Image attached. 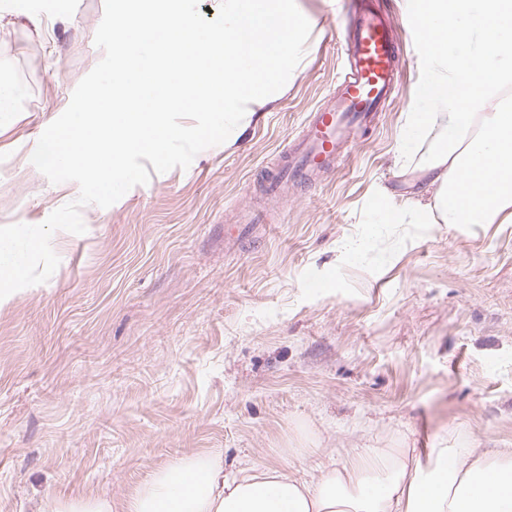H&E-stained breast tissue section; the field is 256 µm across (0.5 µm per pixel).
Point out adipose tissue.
Returning <instances> with one entry per match:
<instances>
[{
  "instance_id": "ef3b65f1",
  "label": "adipose tissue",
  "mask_w": 512,
  "mask_h": 512,
  "mask_svg": "<svg viewBox=\"0 0 512 512\" xmlns=\"http://www.w3.org/2000/svg\"><path fill=\"white\" fill-rule=\"evenodd\" d=\"M423 42L416 65L427 108L408 116L396 157L407 173L417 153L419 190L389 203L387 224H511L512 0H409ZM485 32L481 56L449 52L464 24ZM498 67H488V59ZM121 512H512V448L468 439L434 448H356L341 464L297 479L269 467L224 471L220 453L156 468Z\"/></svg>"
}]
</instances>
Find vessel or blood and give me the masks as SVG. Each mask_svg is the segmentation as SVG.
Returning a JSON list of instances; mask_svg holds the SVG:
<instances>
[{"instance_id":"vessel-or-blood-1","label":"vessel or blood","mask_w":512,"mask_h":512,"mask_svg":"<svg viewBox=\"0 0 512 512\" xmlns=\"http://www.w3.org/2000/svg\"><path fill=\"white\" fill-rule=\"evenodd\" d=\"M403 26L400 17L358 0L345 30L343 78L308 112L299 138L281 153L267 185L270 195H279L291 179L316 181L349 156L357 129L374 122L402 85L403 42L398 32Z\"/></svg>"}]
</instances>
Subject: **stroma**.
<instances>
[{
  "instance_id": "stroma-1",
  "label": "stroma",
  "mask_w": 512,
  "mask_h": 512,
  "mask_svg": "<svg viewBox=\"0 0 512 512\" xmlns=\"http://www.w3.org/2000/svg\"><path fill=\"white\" fill-rule=\"evenodd\" d=\"M296 3L311 33L275 103L233 145L84 206V234L52 236L49 281L0 306V512H35L47 493L117 510L155 468L212 451L236 474L443 434L512 448V224H397L380 233L386 257L341 249L374 231L383 189L412 192L395 154L421 107L414 52L346 160L285 201L261 193L344 69L343 0ZM15 8L42 23L0 28V72L22 90L0 116V226L78 197L30 156L103 57L104 0ZM248 209L269 223L225 241Z\"/></svg>"
}]
</instances>
